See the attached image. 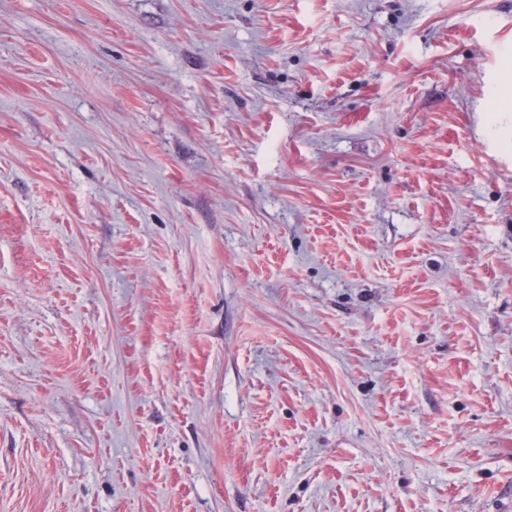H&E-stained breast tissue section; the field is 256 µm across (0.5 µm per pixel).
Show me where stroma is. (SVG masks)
Here are the masks:
<instances>
[{
  "instance_id": "stroma-1",
  "label": "stroma",
  "mask_w": 512,
  "mask_h": 512,
  "mask_svg": "<svg viewBox=\"0 0 512 512\" xmlns=\"http://www.w3.org/2000/svg\"><path fill=\"white\" fill-rule=\"evenodd\" d=\"M512 0H0V512H512Z\"/></svg>"
}]
</instances>
